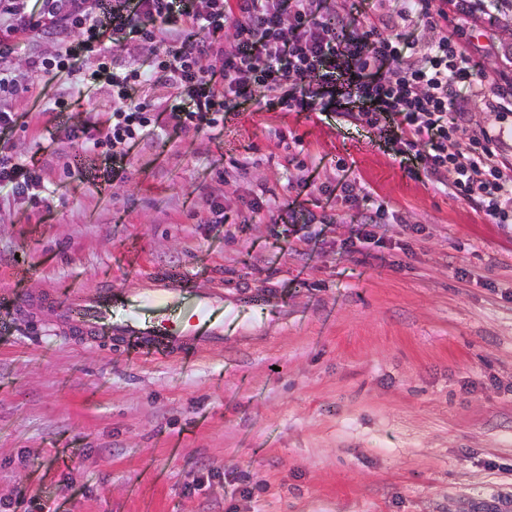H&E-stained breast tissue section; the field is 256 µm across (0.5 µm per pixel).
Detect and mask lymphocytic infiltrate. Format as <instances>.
<instances>
[{
	"mask_svg": "<svg viewBox=\"0 0 512 512\" xmlns=\"http://www.w3.org/2000/svg\"><path fill=\"white\" fill-rule=\"evenodd\" d=\"M485 0H0V223L27 202L45 219L69 190L102 192L129 180L135 149H163L176 136L224 147V128L243 104L265 112L339 116L383 139L410 177L465 202L488 224L512 227V80L491 82L476 59L468 19ZM95 67H87L88 58ZM108 108L81 122L73 112L100 88ZM39 104L45 122L34 150L19 146ZM486 121L475 118L476 111ZM62 182L46 183L45 156L60 141ZM283 190L257 183L244 208L210 192L189 220L236 241L251 224L272 244L236 261L238 285L272 278L321 248L324 228L351 225L340 254L355 264L410 253L422 225L397 222L389 202L356 189L345 157L316 182L304 139L292 136ZM342 199L345 210L334 201Z\"/></svg>",
	"mask_w": 512,
	"mask_h": 512,
	"instance_id": "f902f5d3",
	"label": "lymphocytic infiltrate"
}]
</instances>
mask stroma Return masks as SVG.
Returning <instances> with one entry per match:
<instances>
[{"label": "stroma", "instance_id": "35a3bbf8", "mask_svg": "<svg viewBox=\"0 0 512 512\" xmlns=\"http://www.w3.org/2000/svg\"><path fill=\"white\" fill-rule=\"evenodd\" d=\"M288 131L314 157L346 152L357 186L399 223L425 224L412 254L353 266L336 257L351 230L338 224L308 257V287L237 288L228 267L269 227L228 245L188 223L184 207L208 206L198 187L216 149L203 140L138 150L125 186L76 194L45 221L17 202L0 224V290L141 288L201 263L202 286L223 289L240 327L184 366L59 335L50 310L0 307V496L25 485L67 512H512V231L410 178L370 138L344 149L332 117L249 106L224 151L249 152L255 180L279 187ZM69 443L79 462L31 477L30 463ZM199 461L213 474L207 494H184ZM243 474L253 497L232 492Z\"/></svg>", "mask_w": 512, "mask_h": 512}]
</instances>
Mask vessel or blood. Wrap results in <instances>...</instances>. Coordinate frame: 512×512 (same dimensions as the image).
<instances>
[{"label":"vessel or blood","mask_w":512,"mask_h":512,"mask_svg":"<svg viewBox=\"0 0 512 512\" xmlns=\"http://www.w3.org/2000/svg\"><path fill=\"white\" fill-rule=\"evenodd\" d=\"M0 302L21 311L32 304L52 309L62 333L146 356H176L191 362L204 348L223 347L239 315L224 305V291L203 288L194 276H154L146 288H66L32 296L14 288Z\"/></svg>","instance_id":"1"}]
</instances>
